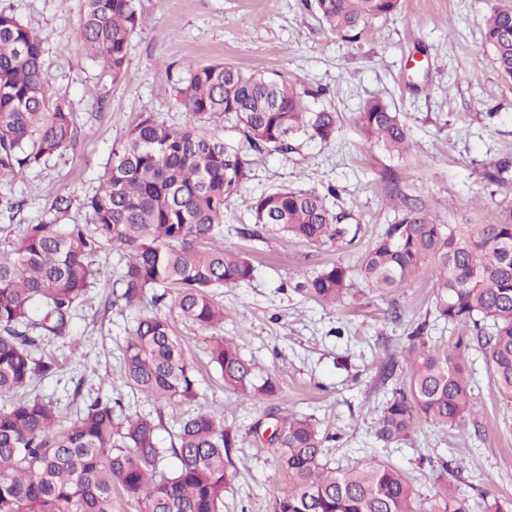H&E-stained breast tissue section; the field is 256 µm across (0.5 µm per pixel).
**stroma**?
I'll return each instance as SVG.
<instances>
[{
    "mask_svg": "<svg viewBox=\"0 0 512 512\" xmlns=\"http://www.w3.org/2000/svg\"><path fill=\"white\" fill-rule=\"evenodd\" d=\"M499 0H402L400 11L374 19L358 39L327 31L301 0H137L148 23L131 37L125 69L112 79L76 37L85 0H0L43 37V68L61 92L78 130L75 147L0 181V248L23 227L52 218L56 196L73 205L63 221L84 224L83 198L97 189L112 151L146 115L179 124L185 119L174 90L186 62L224 61L246 72L277 73L306 91L312 112L337 116L336 141H290L282 152L255 151L240 192L224 204L225 247L246 253L254 278L218 289L224 336L252 359L258 376L276 377L278 399L245 401L226 390L208 363L206 332L180 320L172 298L140 308L104 309L125 260L105 247L95 257L105 275L90 288L64 337L39 343L61 366L34 391L64 413L103 393L120 398L125 414L156 403L126 387L119 375L128 332L140 311L158 309L187 340L197 366L198 397L165 409L160 447L170 445L175 422L200 407L213 410L237 434L228 467L224 512H272L269 491L279 479L265 440L252 433L271 415L316 420L331 466L358 459L391 463L410 478L417 498L430 502L441 483L474 505L488 495L512 500V402L497 396L479 350L466 353L477 414L456 429L425 424L408 439L377 436L391 385H379L387 354H401L418 325L429 343L445 345L460 329L434 320L432 277L423 273L404 291H364L329 307L298 292V274L338 263L358 266L382 228L405 203L425 207L438 223L492 224L512 206V80L497 72L483 45L485 18ZM379 98L399 112L408 130L404 156L388 155L368 139L358 111ZM281 187L325 191L327 204L351 214L353 240L318 245L245 235L261 193ZM456 473L443 474V464Z\"/></svg>",
    "mask_w": 512,
    "mask_h": 512,
    "instance_id": "1",
    "label": "stroma"
}]
</instances>
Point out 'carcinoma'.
Returning a JSON list of instances; mask_svg holds the SVG:
<instances>
[{"label": "carcinoma", "mask_w": 512, "mask_h": 512, "mask_svg": "<svg viewBox=\"0 0 512 512\" xmlns=\"http://www.w3.org/2000/svg\"><path fill=\"white\" fill-rule=\"evenodd\" d=\"M400 2L313 0V7L331 33L351 39L370 21L396 13ZM145 23L136 0H86L77 36L116 79L132 34ZM484 46L512 80V3L492 9ZM185 71L175 90L184 122L167 125L148 115L131 129L99 188L82 202L91 224H28L0 251V396L11 398L0 412V512H222L236 439L224 420L197 409L177 421L171 448L158 447L165 407L196 399L198 387L186 341L168 318H139L123 354L125 383L159 402L156 413L121 417L120 399L99 394L69 418L30 391L57 370L31 332L66 335L73 312L104 274L91 258L107 246L127 255L120 291L107 305H138L150 292L158 304L170 291L183 320L202 331L223 327L224 307L213 289L254 274L247 255L218 243L224 202L238 193L251 160L248 149L224 142L205 124L234 122L257 151H282L300 135L326 145L336 140V113L306 111L304 91L292 82L224 62L189 63ZM359 122L390 153L408 142L398 113L380 99L363 104ZM76 140L72 112L46 79L39 34L0 10V180L62 155ZM329 194L330 188L263 193L253 202L247 234L308 244L344 238L350 215L330 209ZM426 269L433 273L435 319L476 338L496 394L512 401V209L496 224L458 230L406 206L358 268L332 264L296 288L336 306L360 284L393 292ZM422 333L411 336L407 380L382 410L377 436L384 441L404 440L422 422L458 427L472 412L469 343L460 336L453 347H438ZM208 358L224 388L243 399L278 395L273 380L257 381L255 363L233 339L211 335ZM269 444L280 475L272 512H467L446 486L422 508L409 477L389 463L330 466L310 417H275ZM168 452L178 465L164 471L159 463Z\"/></svg>", "instance_id": "carcinoma-1"}]
</instances>
